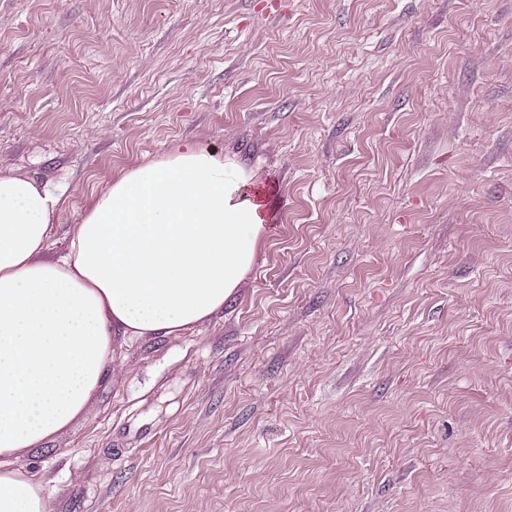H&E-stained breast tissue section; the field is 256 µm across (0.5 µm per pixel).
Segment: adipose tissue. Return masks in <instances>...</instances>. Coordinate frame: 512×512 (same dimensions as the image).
Segmentation results:
<instances>
[{
	"instance_id": "obj_1",
	"label": "adipose tissue",
	"mask_w": 512,
	"mask_h": 512,
	"mask_svg": "<svg viewBox=\"0 0 512 512\" xmlns=\"http://www.w3.org/2000/svg\"><path fill=\"white\" fill-rule=\"evenodd\" d=\"M235 158L187 143L122 171L43 259L57 186L0 174V512H46L18 461L69 428L112 365V339L176 336L223 310L267 230Z\"/></svg>"
}]
</instances>
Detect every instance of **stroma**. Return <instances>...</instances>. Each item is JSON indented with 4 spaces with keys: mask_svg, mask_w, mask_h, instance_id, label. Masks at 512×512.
Listing matches in <instances>:
<instances>
[{
    "mask_svg": "<svg viewBox=\"0 0 512 512\" xmlns=\"http://www.w3.org/2000/svg\"><path fill=\"white\" fill-rule=\"evenodd\" d=\"M190 141L276 184L222 311L112 341L48 512H512V0H0L50 238Z\"/></svg>",
    "mask_w": 512,
    "mask_h": 512,
    "instance_id": "obj_1",
    "label": "stroma"
}]
</instances>
